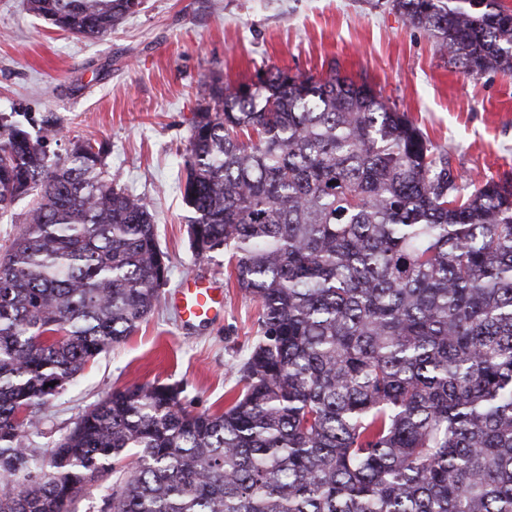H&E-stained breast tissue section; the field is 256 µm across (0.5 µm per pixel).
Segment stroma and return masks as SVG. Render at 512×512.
<instances>
[{
	"label": "stroma",
	"mask_w": 512,
	"mask_h": 512,
	"mask_svg": "<svg viewBox=\"0 0 512 512\" xmlns=\"http://www.w3.org/2000/svg\"><path fill=\"white\" fill-rule=\"evenodd\" d=\"M279 69L369 84L447 152L464 191L512 175V73L469 75L423 31L365 0H145L92 40L52 29L23 0H0V112L34 136L56 118L63 136L48 144L53 156L94 134L113 179L150 205L170 258L154 312L67 385L36 447H51L90 405L133 385L176 383L187 410H223L254 342L258 308L228 279L223 251L192 253L180 165L204 80L237 84ZM210 277L224 287L223 311L182 324L168 294L183 279Z\"/></svg>",
	"instance_id": "stroma-1"
}]
</instances>
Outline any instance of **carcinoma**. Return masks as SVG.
<instances>
[{
  "instance_id": "1",
  "label": "carcinoma",
  "mask_w": 512,
  "mask_h": 512,
  "mask_svg": "<svg viewBox=\"0 0 512 512\" xmlns=\"http://www.w3.org/2000/svg\"><path fill=\"white\" fill-rule=\"evenodd\" d=\"M88 39L132 0H24ZM467 73L512 71L501 0H371ZM183 194L258 329L222 413L176 384L114 390L48 452L43 407L154 309L169 259L93 136L53 160L0 113V512H512V177L465 194L366 83L285 70L204 82ZM27 203L28 199L20 201L14 206L13 223H10V220L8 223H6V221H4V223H0V252H3L11 244L14 237L18 234L20 228H22L24 213L28 208Z\"/></svg>"
}]
</instances>
